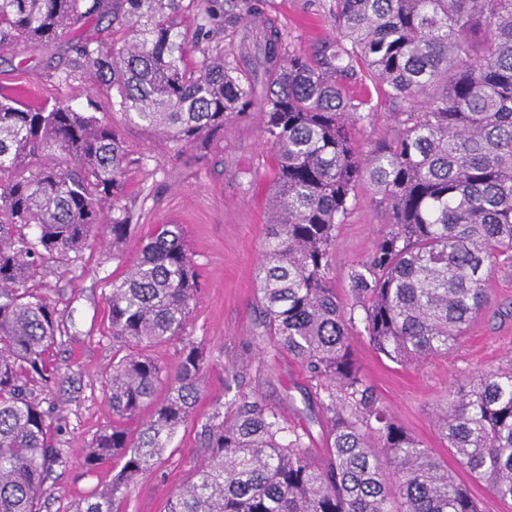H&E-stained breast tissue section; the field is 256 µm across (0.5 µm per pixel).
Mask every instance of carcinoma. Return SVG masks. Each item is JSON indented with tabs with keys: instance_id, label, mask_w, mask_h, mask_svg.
Listing matches in <instances>:
<instances>
[{
	"instance_id": "cac0c4a2",
	"label": "carcinoma",
	"mask_w": 512,
	"mask_h": 512,
	"mask_svg": "<svg viewBox=\"0 0 512 512\" xmlns=\"http://www.w3.org/2000/svg\"><path fill=\"white\" fill-rule=\"evenodd\" d=\"M257 28L258 95L216 43L238 2ZM251 0H0V50L38 49L108 16L121 43L85 40L59 78L84 70L113 87L110 108L206 155L229 121L264 111L276 162L272 220L255 269L264 335L323 387L326 460L240 391L209 430L211 456L168 512H478L469 488L381 405L353 351L355 310L373 347L405 364L446 354L490 303L487 278L512 267V0H331L338 37L311 57ZM194 13L196 37L180 19ZM368 80L392 102L391 137L365 148L350 129L370 121ZM128 154L112 126L70 103L31 109L0 93V512H40L59 462L52 412L30 378L58 371L48 354L61 323L34 278L49 261L77 259L104 233L116 249L133 216L122 204ZM387 211L388 230L334 287L336 228L359 184ZM111 223H105L107 216ZM200 288L182 227L157 224L106 296L112 339L107 400L117 421L86 449L84 465L122 462L111 483L74 512H120L128 489L154 471L193 415L206 365L188 336ZM181 343L169 369L150 354ZM152 407L130 433L119 422ZM458 464L512 501V368L480 372L438 418Z\"/></svg>"
}]
</instances>
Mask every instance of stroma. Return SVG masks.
I'll use <instances>...</instances> for the list:
<instances>
[{"label":"stroma","instance_id":"stroma-1","mask_svg":"<svg viewBox=\"0 0 512 512\" xmlns=\"http://www.w3.org/2000/svg\"><path fill=\"white\" fill-rule=\"evenodd\" d=\"M329 4L264 0L263 13L291 32L296 52L309 55L336 35ZM111 35L108 21L92 20L63 33L50 47L19 46L0 53V92L20 97L33 108L68 102L95 113L111 124L130 161L125 203L134 216L133 229L120 257H113L107 238L86 249L78 261L49 264L35 278L37 287L55 301L66 327L49 353L60 372L58 382L48 387L37 379L29 383L34 395L54 403L61 416L56 437L61 461L45 485L41 512H69L75 501L92 496L112 478L111 465L83 464L85 448L112 422L106 391L117 346L106 295L112 279L137 258L158 224L182 225L193 255L201 288L187 331L203 350L207 369L193 417L174 434L160 466L128 490L123 512H166L169 499L210 454L206 424L223 421L240 389L277 407L288 423L308 426L312 454L319 459L327 454L315 382L260 336L255 268L271 220L274 182V159L261 133L262 112L255 109L247 120L226 124L210 139L207 156L175 145L139 121L110 111L112 88L88 74L78 72L67 81L58 78V70L71 57V42ZM386 230L384 209L373 201L367 185H360L344 223L336 228L334 277L339 294L347 292L352 265L371 253ZM487 286L490 306L448 355L403 367L376 352L360 327L353 348L381 403L468 485L481 512H512L511 501L493 496L485 483L472 480L460 467L435 419L447 394L470 373L512 366V267L496 269Z\"/></svg>","mask_w":512,"mask_h":512}]
</instances>
